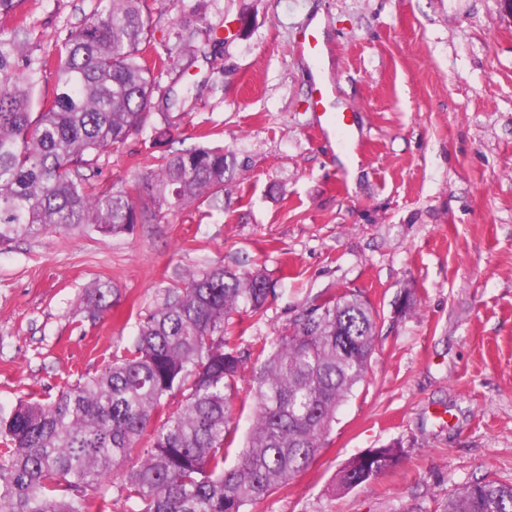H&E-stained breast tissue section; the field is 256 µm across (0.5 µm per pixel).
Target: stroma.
I'll return each mask as SVG.
<instances>
[{
    "label": "stroma",
    "instance_id": "obj_1",
    "mask_svg": "<svg viewBox=\"0 0 512 512\" xmlns=\"http://www.w3.org/2000/svg\"><path fill=\"white\" fill-rule=\"evenodd\" d=\"M151 54L206 17L221 40L164 137L146 127L96 162L122 186L198 135L235 159L218 203L132 233L48 232L0 250V407L53 401L102 371L165 289L216 265L276 295L234 328L276 342L316 296L358 290L381 320L363 383L324 448L249 512H442L477 479L512 483V19L499 0H147ZM91 0H21L54 52ZM322 22L319 60L300 44ZM360 148L319 136L315 86ZM348 151V162L338 154ZM113 303L89 319L90 289ZM416 303L397 308L404 291ZM391 443L404 458L349 491L335 476Z\"/></svg>",
    "mask_w": 512,
    "mask_h": 512
}]
</instances>
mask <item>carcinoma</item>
<instances>
[{"label": "carcinoma", "mask_w": 512, "mask_h": 512, "mask_svg": "<svg viewBox=\"0 0 512 512\" xmlns=\"http://www.w3.org/2000/svg\"><path fill=\"white\" fill-rule=\"evenodd\" d=\"M145 0H94L57 54L37 52L34 27L0 31V247L22 236L79 229L103 236L154 213L218 199L234 162L222 147L175 151L143 180L100 188L93 165L141 132L158 110L164 123L187 96L159 90L155 70L207 55L213 27L183 26L149 63ZM55 74L51 96L34 93ZM158 101H153V98ZM111 289L91 291L95 319ZM274 295L259 272L213 267L169 288L137 325L123 355L42 404L0 408V512H108L101 487L141 439L146 447L119 486L129 512H246L315 458L336 412L364 380L379 315L357 291L322 294L301 308L288 334L254 348L253 424L231 468V404L247 359L228 336L234 317L257 315ZM183 400L162 414V399ZM394 443L351 458L335 487L367 483L403 456ZM443 512H512V484L477 480L448 496Z\"/></svg>", "instance_id": "1"}]
</instances>
